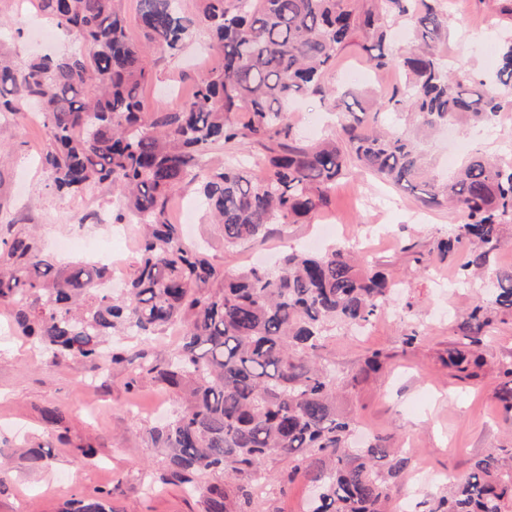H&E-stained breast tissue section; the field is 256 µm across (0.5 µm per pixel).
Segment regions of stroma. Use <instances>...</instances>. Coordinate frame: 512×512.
Here are the masks:
<instances>
[{
    "mask_svg": "<svg viewBox=\"0 0 512 512\" xmlns=\"http://www.w3.org/2000/svg\"><path fill=\"white\" fill-rule=\"evenodd\" d=\"M178 7L194 19V33L179 54L162 49L148 54L149 77L141 97L147 112L181 106L200 77L218 63L208 47L202 0H178ZM444 9L448 42L442 53L449 64L492 76L501 38L512 32V13L504 10L502 0H446ZM33 10L31 0H0V49L19 65L39 51L21 29L23 13ZM332 80L358 92H389L404 84L400 70H371L353 43L339 50ZM288 117L309 142L335 131L316 96L296 100ZM0 146L10 154L0 166V240L13 232L32 234L42 255L62 264L97 262L103 247L119 246L124 268L132 269L142 226L113 223L111 187L75 197L55 194L40 164L47 140L38 113L27 108L0 112ZM423 149L441 176L451 153L461 159L483 152L512 160V104L493 124H460L449 134L425 140ZM174 197L195 211L194 223L184 227L186 244L201 246L215 267L230 273L287 254L313 238L321 223L347 225L353 238L389 234L374 257L400 283L398 295L364 330H330L320 354L340 374L356 377L341 401L358 424L356 441L382 436L392 447L410 451L411 465L425 464L432 474L428 481L404 476L393 491L394 512H421L422 501L442 495L448 479L467 474L475 459L512 447V418L497 398L498 369L512 363V317L498 315L488 332L482 347L488 364L479 379L459 381L445 364L460 334L456 313L488 297L484 279L458 284L461 254L442 257L433 250L452 225L463 222L461 211L425 209L413 195L355 169L336 182L318 224H289L265 240L228 249L221 226L199 210L195 185H180ZM79 215L84 223H76ZM417 251L427 254L425 265L414 263ZM11 323L10 310L0 306V325L9 328L0 334V468L5 471L0 512H62L73 500L100 491L110 493L115 512H202L197 494L160 482L168 460L150 441L159 420L179 410L175 392L127 364L98 374L78 357L53 363L47 350L11 331ZM411 332L417 339L408 346L404 336ZM375 351L383 355L381 369L364 371L366 357ZM52 408L63 411L64 426L45 424L43 415ZM32 443L51 450L37 467L25 458ZM87 446L95 450L89 460L81 456ZM311 494L300 477L286 493L256 499L253 510L304 512Z\"/></svg>",
    "mask_w": 512,
    "mask_h": 512,
    "instance_id": "1",
    "label": "stroma"
}]
</instances>
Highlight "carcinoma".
I'll return each instance as SVG.
<instances>
[{
	"label": "carcinoma",
	"mask_w": 512,
	"mask_h": 512,
	"mask_svg": "<svg viewBox=\"0 0 512 512\" xmlns=\"http://www.w3.org/2000/svg\"><path fill=\"white\" fill-rule=\"evenodd\" d=\"M119 2L35 0L38 13L78 33L81 45L22 66L0 54V112L37 108L54 191L81 195L112 185L115 223L144 228L137 264L124 296L115 297L100 287L106 268L57 266L17 233L0 247V305L56 363H127L180 391L182 408L152 430L151 447L169 453L161 480L199 495L203 512H251L255 486L270 483L266 464L276 458L288 461L279 492L299 474L318 488L310 512H388L407 458L378 436L352 445L355 424L337 401L356 376L336 374L319 350L331 326L368 327L396 282L373 259L336 246L293 250L270 268L226 273L185 244L170 203L177 187L198 184L203 205L224 228V246L235 247L266 237L276 224L312 219L356 161L395 188L419 192L428 208L451 204L466 214L436 245L442 254H466L458 270L466 283L503 247V226L512 224V163L475 154L447 183L428 177L418 145L377 130L381 113L356 92L330 85L329 76L338 51L357 38L370 68L407 74L404 89L385 96L391 110L408 112L425 131L463 118L489 125L503 108L498 87L512 89V39L488 83L449 74L438 51L448 41L442 0H379L364 9L355 0H203L219 65L179 110L144 112L145 48L129 37ZM138 12L148 42L182 49L194 21L175 0H139ZM397 18L410 21L418 40L403 58L385 50L388 20ZM300 94L329 102L339 114L338 138L299 137L288 104ZM245 142L265 151L266 177L209 165L214 144ZM491 303L512 315L511 270L496 274ZM493 322L481 305L463 315L462 334L448 350L454 376L479 378ZM173 326L180 343L162 361L143 350L102 351L117 327L146 341ZM502 375L499 399L511 416L512 365ZM206 471L224 482L195 483ZM64 512L116 510L101 492ZM427 512H512V448L477 459Z\"/></svg>",
	"instance_id": "1"
}]
</instances>
